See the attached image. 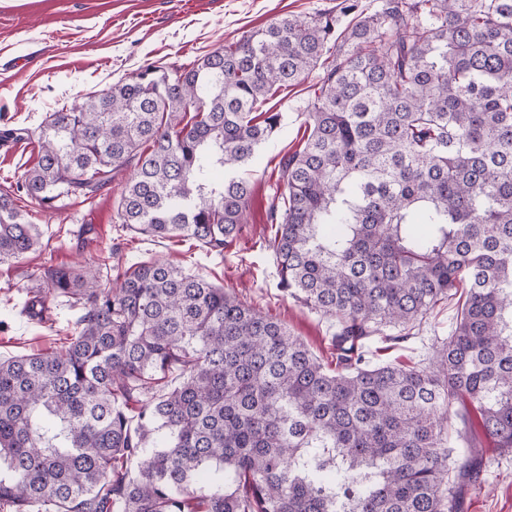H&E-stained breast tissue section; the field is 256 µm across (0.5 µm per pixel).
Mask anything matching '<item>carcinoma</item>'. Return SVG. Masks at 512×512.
Here are the masks:
<instances>
[{
    "instance_id": "carcinoma-1",
    "label": "carcinoma",
    "mask_w": 512,
    "mask_h": 512,
    "mask_svg": "<svg viewBox=\"0 0 512 512\" xmlns=\"http://www.w3.org/2000/svg\"><path fill=\"white\" fill-rule=\"evenodd\" d=\"M317 68L268 246L331 360L169 263L45 265L25 313L75 316L65 348L0 360V509L461 512L483 456L460 424L512 452V0H342L49 113L0 187V263L42 246L17 200H88L130 163L115 223L223 250L282 125L260 106ZM457 294L428 363L366 359Z\"/></svg>"
}]
</instances>
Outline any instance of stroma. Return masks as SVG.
Returning <instances> with one entry per match:
<instances>
[{
	"label": "stroma",
	"instance_id": "obj_1",
	"mask_svg": "<svg viewBox=\"0 0 512 512\" xmlns=\"http://www.w3.org/2000/svg\"><path fill=\"white\" fill-rule=\"evenodd\" d=\"M337 0H0V130L26 128L30 139L0 142V186L16 181L34 165L36 137L47 113L109 88L149 62L187 65L204 54L290 14L333 8ZM319 79L272 98L282 128L247 166L252 192L242 237L215 254L190 242L129 232L113 217L122 184L132 168L86 202L48 211L26 204L39 224L45 249L0 265V359L60 350L69 334L70 312L54 307L40 323L22 314L30 274L45 262L61 267L97 265L116 253L123 266L162 260L200 275L281 320L310 350L328 358L333 329L279 288L276 263L265 242L272 234L268 200L281 158L303 137L300 113ZM457 299L438 307L408 342L390 346L381 337L367 345L372 363H423L437 339L448 334ZM484 473L463 494V512H512V452L482 438Z\"/></svg>",
	"mask_w": 512,
	"mask_h": 512
}]
</instances>
